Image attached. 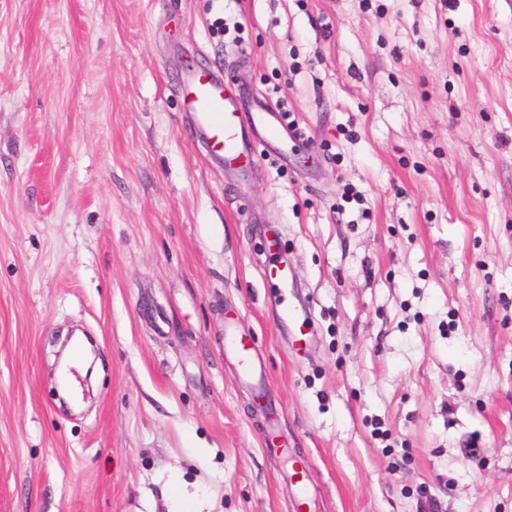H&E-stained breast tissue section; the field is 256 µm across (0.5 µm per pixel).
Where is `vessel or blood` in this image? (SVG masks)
Listing matches in <instances>:
<instances>
[{
	"instance_id": "b4317fda",
	"label": "vessel or blood",
	"mask_w": 512,
	"mask_h": 512,
	"mask_svg": "<svg viewBox=\"0 0 512 512\" xmlns=\"http://www.w3.org/2000/svg\"><path fill=\"white\" fill-rule=\"evenodd\" d=\"M181 89L185 110L202 135L207 153L222 161L236 177L252 175L256 140L274 146L289 133L272 104L245 110L235 90L216 73L188 69ZM224 350L234 358L240 380L264 386L265 375L253 357L251 344L232 319L224 324Z\"/></svg>"
}]
</instances>
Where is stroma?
<instances>
[{"label":"stroma","instance_id":"1","mask_svg":"<svg viewBox=\"0 0 512 512\" xmlns=\"http://www.w3.org/2000/svg\"><path fill=\"white\" fill-rule=\"evenodd\" d=\"M199 66L296 151L231 180L183 110ZM299 486L512 512V0H0V512H299ZM224 352L234 358L240 380L265 386V375L253 357L251 344L233 318H228L224 323Z\"/></svg>","mask_w":512,"mask_h":512}]
</instances>
